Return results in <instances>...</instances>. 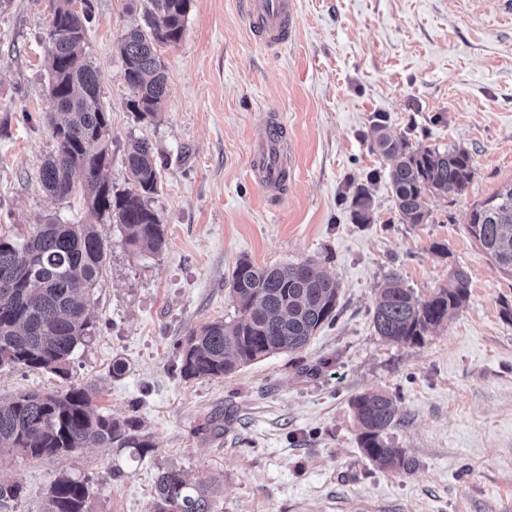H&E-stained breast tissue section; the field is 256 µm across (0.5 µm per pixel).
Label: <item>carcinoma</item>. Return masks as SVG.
<instances>
[{"mask_svg":"<svg viewBox=\"0 0 512 512\" xmlns=\"http://www.w3.org/2000/svg\"><path fill=\"white\" fill-rule=\"evenodd\" d=\"M46 49L51 61L49 96L55 150L39 179L52 195L65 198L81 187L97 219L120 227L124 243L137 253H158L166 245L165 226L149 205L157 192L154 149L147 140L131 143L126 154L132 188L112 192L104 175L111 159L110 117L99 97L98 73L85 57L90 7L50 0ZM144 25L118 43L123 81L132 91L130 111L157 117L166 95L158 47L182 38L190 0H149ZM375 146L390 162L389 180L405 224H425L429 197L459 194L474 176L473 157L464 148H411L387 130L386 117L373 123ZM356 221H370L372 196L359 185L351 199ZM468 231L500 271L512 276V182L473 206ZM108 250L94 224H39L22 242L0 236V368L44 370L70 375L75 348L89 333L90 309ZM339 283L321 262L308 259L259 268L240 261L229 287L234 316L191 330L182 348L180 373L186 379H221L270 355L302 350L318 329L336 319ZM470 295V278L456 268L448 284L421 298L390 275L376 290L374 326L390 344H419ZM363 454L379 468L409 473L413 460L388 442L385 432L398 412L396 400L370 390L352 401ZM131 448L144 457L155 452L135 419L115 420L95 409L91 389L72 385L64 392H26L0 402V453L25 458L69 456L83 448ZM22 487L0 478V507L21 497ZM219 486L199 492L175 467L159 470L153 512H216ZM87 479L63 474L50 485L45 512H93Z\"/></svg>","mask_w":512,"mask_h":512,"instance_id":"cac0c4a2","label":"carcinoma"}]
</instances>
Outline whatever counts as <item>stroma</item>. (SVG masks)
<instances>
[{"instance_id": "stroma-1", "label": "stroma", "mask_w": 512, "mask_h": 512, "mask_svg": "<svg viewBox=\"0 0 512 512\" xmlns=\"http://www.w3.org/2000/svg\"><path fill=\"white\" fill-rule=\"evenodd\" d=\"M294 34L279 49L251 31L240 0H191L179 42L159 47L168 93L157 118L128 109L117 44L143 24L147 0H90L85 52L110 112L113 188L130 189L125 156L149 140L159 188L149 200L163 251L133 253L117 225L91 308L92 335L71 376L0 369V399L68 384L97 392L100 412L138 418L154 454L85 448L69 458L0 454V477L23 493L0 512H43L61 472L88 478L93 512H151L155 476L183 470L215 483L217 512H512V278L467 230L472 207L512 182V19L500 0H295ZM48 0H0V234L50 221L88 224L81 192L59 199L38 180L53 150L48 124ZM411 146L470 151L468 187L430 202L425 224H403L373 152V117ZM291 145L273 201L251 172L271 120ZM373 197L369 223L350 208ZM442 251H435V244ZM321 261L340 283L336 320L302 351L275 354L221 379H183L180 344L233 314L231 272ZM470 296L416 345L378 336L375 291L397 274L420 297L452 268ZM127 365L114 376L115 361ZM382 389L399 412L386 438L409 473L364 457L352 400ZM371 202L372 196L369 188L364 185H357L352 195L351 208L358 223H369L372 208Z\"/></svg>"}]
</instances>
